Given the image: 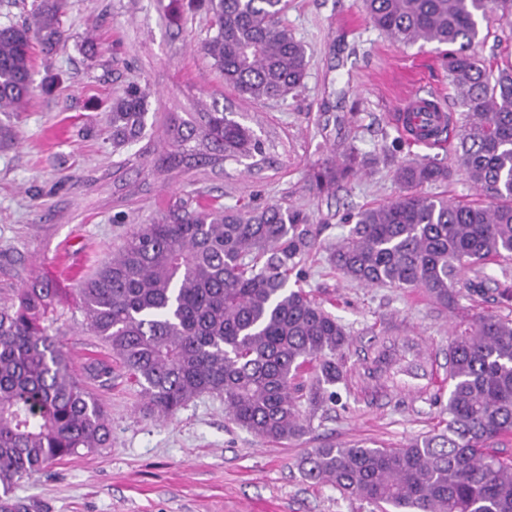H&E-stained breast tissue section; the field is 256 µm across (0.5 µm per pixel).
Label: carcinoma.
Segmentation results:
<instances>
[{
    "mask_svg": "<svg viewBox=\"0 0 512 512\" xmlns=\"http://www.w3.org/2000/svg\"><path fill=\"white\" fill-rule=\"evenodd\" d=\"M369 21L396 42L454 45L448 78L465 121L458 169L485 197L460 203L424 196L455 168L429 159L395 165L397 199L348 217L331 264L352 281L420 288L453 310L461 272L485 281L486 265L512 260V68L493 70L472 52L479 20L512 22V0H363ZM210 18L203 52L244 101L275 102L304 85L309 60L284 23L288 0H189ZM65 0H33L30 17L0 24V112L34 95V54L65 46ZM149 91L138 83L112 97V145L146 129ZM234 111L213 101L173 125L178 149L253 157L263 144ZM351 165L314 176L321 191ZM320 228L277 203L257 208L178 209L139 224L78 289L82 326L111 349L140 389L145 415L166 419L193 399L216 395L236 426L271 442L303 438L310 413L344 382L349 336L302 288L303 257ZM64 290L35 278L0 305V512H26L17 481L45 466L110 444L106 408L78 380L48 314ZM448 422L401 447L354 442L313 448L304 478L329 483L379 512H512V457L495 445L512 437V320L484 315L448 347Z\"/></svg>",
    "mask_w": 512,
    "mask_h": 512,
    "instance_id": "1",
    "label": "carcinoma"
}]
</instances>
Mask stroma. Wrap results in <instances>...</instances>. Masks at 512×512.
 I'll list each match as a JSON object with an SVG mask.
<instances>
[{"label": "stroma", "instance_id": "35a3bbf8", "mask_svg": "<svg viewBox=\"0 0 512 512\" xmlns=\"http://www.w3.org/2000/svg\"><path fill=\"white\" fill-rule=\"evenodd\" d=\"M188 0H68L69 34L56 55L35 59V77L60 75L24 111L0 114V303L34 278L67 293L59 325L72 367L107 406L112 445L82 453L19 481L14 498L30 512H370L367 503L304 479L310 449L357 441L393 447L446 419L448 346L474 315L512 319V263L488 265L487 288L455 311L435 309L418 289L364 286L331 265L346 219L398 198L394 163L456 161L405 139L391 116L408 87L461 114L436 45H403L375 28L361 0H289L286 22L306 47L297 94L268 104L241 100L201 50L209 18ZM136 81L149 88L144 136L112 148V95ZM232 106L264 142L266 163L233 159L171 164L172 116L212 101ZM353 161L354 170L317 191L314 175ZM278 203L310 215L321 245L306 260L302 286L345 327L347 381L301 440L266 442L224 418L221 398L204 395L164 421L141 411V395L99 337L79 330L77 290L96 259L117 249L134 225L199 204ZM385 349L389 365L374 364ZM112 368L97 378L92 359Z\"/></svg>", "mask_w": 512, "mask_h": 512}]
</instances>
